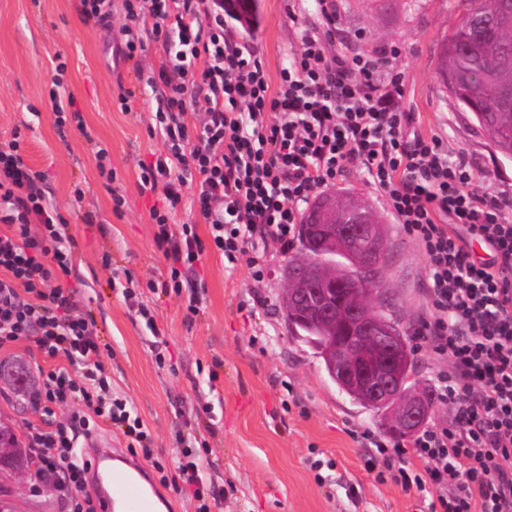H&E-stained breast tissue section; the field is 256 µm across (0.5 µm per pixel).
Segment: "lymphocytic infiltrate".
Returning <instances> with one entry per match:
<instances>
[{
    "mask_svg": "<svg viewBox=\"0 0 512 512\" xmlns=\"http://www.w3.org/2000/svg\"><path fill=\"white\" fill-rule=\"evenodd\" d=\"M127 61L155 43L157 68L142 76L153 93L154 130L167 152L140 167L142 190L161 192L152 207L155 241L169 266L167 288L184 291L183 272L206 245L229 264L246 260L255 286L269 270L270 245L293 246L304 209L316 192L347 171H363L389 210L417 242L428 267L430 314L416 334L448 371L436 397L448 426L429 425L409 442L373 438L378 458L407 493L430 495L429 512H512V199L480 191L464 156H449L440 135L415 131L404 109L397 47L374 54L330 53L329 40L302 30L300 46L277 86L260 60L224 37V0H125ZM150 29V41L140 32ZM57 60L48 92L58 131L86 134L84 119ZM202 113L200 124L190 120ZM44 175L24 159L21 135L0 143V349L32 340L66 366L43 375L42 410L79 401L67 422L31 433L43 478L57 481L67 512H97L84 495L90 463L80 437L99 423L119 427L130 447L149 450L143 422L112 398L89 319L65 287L76 246L39 187ZM195 186L193 222L174 220L183 190ZM209 227L202 243L197 224ZM480 243L487 257L474 255ZM173 489L210 512L206 486L189 451L172 461Z\"/></svg>",
    "mask_w": 512,
    "mask_h": 512,
    "instance_id": "obj_1",
    "label": "lymphocytic infiltrate"
}]
</instances>
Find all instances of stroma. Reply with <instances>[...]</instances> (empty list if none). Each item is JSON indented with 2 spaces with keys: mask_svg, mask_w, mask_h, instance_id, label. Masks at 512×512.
I'll return each instance as SVG.
<instances>
[{
  "mask_svg": "<svg viewBox=\"0 0 512 512\" xmlns=\"http://www.w3.org/2000/svg\"><path fill=\"white\" fill-rule=\"evenodd\" d=\"M112 3L111 25L101 29L81 21L75 0H0V140L21 132L28 165L44 173L40 188L77 242L71 283L79 309L92 317L113 395L126 399L147 427L155 459L170 460L184 448L200 452L214 496L211 512H425L422 497L366 471L374 451L353 439V431L391 441L399 435L390 431L385 411L343 393L315 348L289 328L281 308L286 256L268 250L270 275L257 288L245 262L230 270L221 254L206 249L187 275L200 296L192 316L186 295L161 290L168 268L150 220L160 197L141 190L139 165L165 146L149 132L150 93L141 92L131 65L112 60L124 22L122 0ZM464 9L463 0H336L335 48L352 55L398 47L402 105L418 113L420 131L442 136L449 155H465L482 191L512 198V162L495 154L438 80L443 40ZM224 27L261 60L275 85L301 30L324 29L325 21L314 0H258L253 30L230 18ZM60 57L91 139L75 132L59 138L48 89ZM122 86L137 93L128 112L117 103ZM100 148L109 153L115 181L99 173ZM338 185L366 197L388 229L375 306L414 331L430 311L421 248L360 171L345 173ZM116 194L125 199L118 213ZM126 288L135 300H124ZM141 306L153 314L154 327L139 316ZM20 363L38 383L42 371L65 360L44 357L24 339L0 351V371ZM74 409L70 403L45 414L0 384V422L20 438L66 421ZM97 436L145 466L171 512H197L195 499L173 491L172 472L148 466L119 430L106 427ZM315 459L333 462L332 485H318L309 468ZM0 496L15 512H66L52 482L37 481L32 466L22 474L0 473Z\"/></svg>",
  "mask_w": 512,
  "mask_h": 512,
  "instance_id": "35a3bbf8",
  "label": "stroma"
}]
</instances>
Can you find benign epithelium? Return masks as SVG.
Returning a JSON list of instances; mask_svg holds the SVG:
<instances>
[{
	"instance_id": "benign-epithelium-1",
	"label": "benign epithelium",
	"mask_w": 512,
	"mask_h": 512,
	"mask_svg": "<svg viewBox=\"0 0 512 512\" xmlns=\"http://www.w3.org/2000/svg\"><path fill=\"white\" fill-rule=\"evenodd\" d=\"M492 23L500 27L512 25V0H499ZM354 207L347 212L344 223H336L339 198L334 193L322 195L309 213V223L318 227L324 254L349 255L350 244L361 239L365 253L357 256L359 276L354 282L352 299L343 311L332 307L331 289L342 279L320 277L315 286L309 279L310 268L285 270L283 303L289 327L297 323H313L325 329L322 356L331 375L346 379L350 386L371 403L390 414L391 427L410 432L425 421L434 403L423 390L400 391L401 375L408 361V344L396 336L387 325L376 321L371 296L380 293L376 288L381 268L379 256L387 245L385 226L375 223L373 207L364 200L348 195ZM344 320L360 338L349 350L336 342V321Z\"/></svg>"
}]
</instances>
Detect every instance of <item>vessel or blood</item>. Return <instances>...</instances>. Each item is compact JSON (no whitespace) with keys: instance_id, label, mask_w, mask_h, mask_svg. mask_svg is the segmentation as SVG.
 I'll use <instances>...</instances> for the list:
<instances>
[{"instance_id":"1","label":"vessel or blood","mask_w":512,"mask_h":512,"mask_svg":"<svg viewBox=\"0 0 512 512\" xmlns=\"http://www.w3.org/2000/svg\"><path fill=\"white\" fill-rule=\"evenodd\" d=\"M91 467L86 474L85 486L97 499L99 512H112L115 501H122L127 512H152V503L146 490L135 480L113 479L107 463L112 458L111 449L101 441L87 440L82 450Z\"/></svg>"}]
</instances>
